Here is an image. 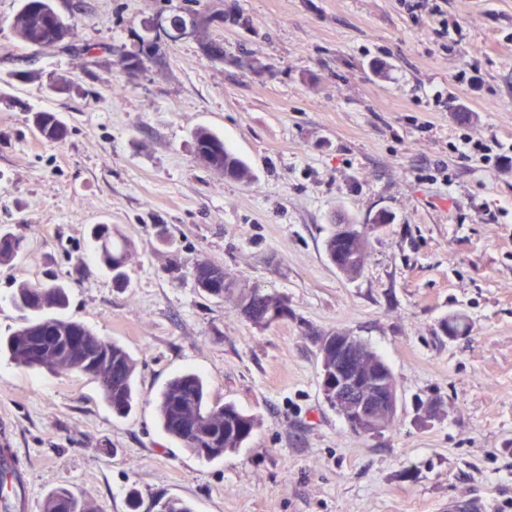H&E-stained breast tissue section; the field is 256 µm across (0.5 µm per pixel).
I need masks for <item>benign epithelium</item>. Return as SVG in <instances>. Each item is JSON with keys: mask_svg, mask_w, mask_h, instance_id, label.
<instances>
[{"mask_svg": "<svg viewBox=\"0 0 512 512\" xmlns=\"http://www.w3.org/2000/svg\"><path fill=\"white\" fill-rule=\"evenodd\" d=\"M222 24V14L215 13L208 25L186 24L182 35L200 40ZM317 344L322 354L335 356V362L323 369L322 393L333 396L352 430L365 435L381 432L385 418L398 413L399 398L393 376L368 354L359 338L347 332L320 335Z\"/></svg>", "mask_w": 512, "mask_h": 512, "instance_id": "7a95c632", "label": "benign epithelium"}]
</instances>
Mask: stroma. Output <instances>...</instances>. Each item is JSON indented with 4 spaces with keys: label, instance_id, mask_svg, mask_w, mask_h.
Returning a JSON list of instances; mask_svg holds the SVG:
<instances>
[{
    "label": "stroma",
    "instance_id": "35a3bbf8",
    "mask_svg": "<svg viewBox=\"0 0 512 512\" xmlns=\"http://www.w3.org/2000/svg\"><path fill=\"white\" fill-rule=\"evenodd\" d=\"M461 33L406 0H201L244 26L213 29L123 73L105 54L17 49L0 61V225L25 248L0 265V334L19 280H58L67 317L136 362V408L114 417L93 380L0 358V433L21 461L25 512L64 486L97 512H448L478 497L512 512V159L461 158L462 134L512 145V0H435ZM81 41L130 43L164 0H55ZM63 77L74 89L47 91ZM441 100H434V93ZM68 133L43 141L32 118ZM223 136L253 168L244 185L205 168L192 134ZM391 221L360 274L329 261L333 218ZM130 243L127 287L89 235ZM288 306L268 325L200 293L187 263ZM463 315L461 335L441 324ZM357 336L397 384L395 425L349 428L324 399L315 339ZM259 426L237 452L202 459L155 411L174 376ZM437 402L424 418L421 406ZM33 125L40 136L49 142H61L67 134L66 125L53 112H36Z\"/></svg>",
    "mask_w": 512,
    "mask_h": 512
}]
</instances>
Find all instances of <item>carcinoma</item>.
<instances>
[{"label": "carcinoma", "instance_id": "cac0c4a2", "mask_svg": "<svg viewBox=\"0 0 512 512\" xmlns=\"http://www.w3.org/2000/svg\"><path fill=\"white\" fill-rule=\"evenodd\" d=\"M200 9L174 8L160 11L167 25L157 39L141 42L138 49L127 45L112 48L117 56L116 68L131 71L143 56H162L164 47L182 38L181 28ZM18 43L25 46L57 48L63 52L81 47L74 24L65 21L56 11L54 0H20L12 21ZM203 56L210 60L226 56L224 40L209 37L199 43ZM33 125L40 136L49 142H60L67 134L66 125L53 112H36ZM195 157L210 170L224 177L249 185L255 180L251 166L236 155L218 134L199 128L193 132ZM90 236L96 243L102 268L112 275L117 286L127 283L124 271L126 243L114 240L112 227L95 224ZM22 240L9 228L0 226V263L10 261L22 250ZM327 254H340L343 264L361 269L367 253L352 250L331 235L325 244ZM218 268L195 259L189 274L199 292L216 299H227L234 293L235 284L216 277ZM13 304L23 312V323L6 336L0 337V356L33 371H69L87 375L99 384L101 393L116 417H126L136 403L134 388L135 362L119 344L98 336L83 323L64 316L69 306L65 284L55 281L48 285L19 282L12 297ZM238 308L249 313L257 325L282 319L288 313L285 301L274 294L253 290L240 296ZM157 415L160 426L170 437L200 458L209 461L222 458L241 448L253 435L259 422L232 403H213L203 378L185 372L170 379L159 393ZM25 499V486L16 456L8 445L0 446V512H16ZM42 512H97L95 505L76 496L70 489L59 487L48 494Z\"/></svg>", "mask_w": 512, "mask_h": 512}]
</instances>
